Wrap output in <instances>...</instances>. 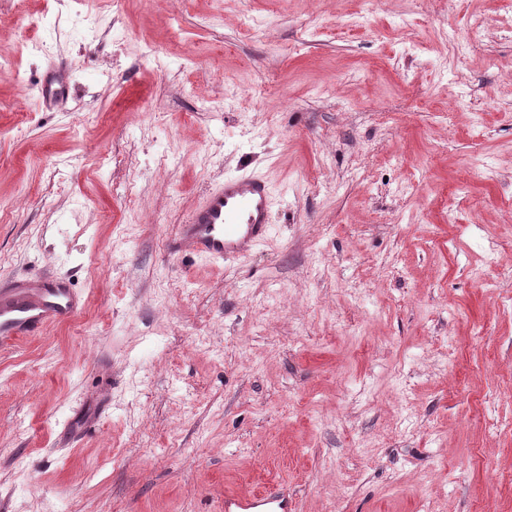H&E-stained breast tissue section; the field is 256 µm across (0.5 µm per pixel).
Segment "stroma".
Segmentation results:
<instances>
[{
  "label": "stroma",
  "instance_id": "obj_1",
  "mask_svg": "<svg viewBox=\"0 0 512 512\" xmlns=\"http://www.w3.org/2000/svg\"><path fill=\"white\" fill-rule=\"evenodd\" d=\"M1 52L0 287L85 307L0 350V512H512V0H0ZM242 172L270 238L172 253ZM68 77L63 68L49 71L46 74L40 88V98L45 107H50L57 102L59 97L64 96ZM291 503L284 495H242L234 491L224 493V512H290Z\"/></svg>",
  "mask_w": 512,
  "mask_h": 512
}]
</instances>
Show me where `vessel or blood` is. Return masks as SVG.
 <instances>
[{
	"label": "vessel or blood",
	"mask_w": 512,
	"mask_h": 512,
	"mask_svg": "<svg viewBox=\"0 0 512 512\" xmlns=\"http://www.w3.org/2000/svg\"><path fill=\"white\" fill-rule=\"evenodd\" d=\"M68 74L58 68L44 77L40 98L51 106L63 96ZM272 196L260 176H229L211 188L181 224L175 249L214 263L245 256L267 239L272 226ZM82 310L81 297L70 281L37 273L12 281L0 289V347H12L43 335L49 328L75 320ZM283 495H224V512H291Z\"/></svg>",
	"instance_id": "obj_1"
}]
</instances>
